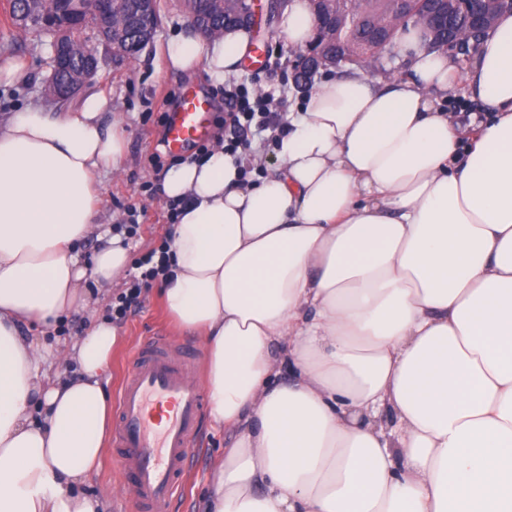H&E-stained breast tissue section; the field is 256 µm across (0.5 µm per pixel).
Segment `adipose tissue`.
Masks as SVG:
<instances>
[{
	"label": "adipose tissue",
	"instance_id": "ef3b65f1",
	"mask_svg": "<svg viewBox=\"0 0 512 512\" xmlns=\"http://www.w3.org/2000/svg\"><path fill=\"white\" fill-rule=\"evenodd\" d=\"M315 26L287 0L290 47ZM397 47L409 79L324 81L259 178L220 144L161 176L179 211L161 295L203 333L226 439L203 512H512V14L463 74L420 29ZM251 51L242 27L190 31L166 66L220 81ZM462 83L488 119L441 111ZM110 109L96 93L0 118V512H104L79 488L105 450L117 330L54 350L20 327L58 325L85 278L128 268L95 223L93 173L124 156Z\"/></svg>",
	"mask_w": 512,
	"mask_h": 512
}]
</instances>
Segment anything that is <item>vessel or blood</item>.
<instances>
[{"instance_id": "obj_1", "label": "vessel or blood", "mask_w": 512, "mask_h": 512, "mask_svg": "<svg viewBox=\"0 0 512 512\" xmlns=\"http://www.w3.org/2000/svg\"><path fill=\"white\" fill-rule=\"evenodd\" d=\"M210 99L182 89L169 110L166 141L178 153L210 134ZM198 368L194 350H173L159 332L132 352L116 392L112 443L122 483L135 512H168L196 459L198 424L206 401L191 376Z\"/></svg>"}]
</instances>
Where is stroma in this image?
<instances>
[{"mask_svg":"<svg viewBox=\"0 0 512 512\" xmlns=\"http://www.w3.org/2000/svg\"><path fill=\"white\" fill-rule=\"evenodd\" d=\"M191 25L185 0H160V22L151 44L134 59L118 58L96 38L93 29L82 33L83 40L94 48L100 58L97 73L87 82L81 95L67 101L75 109L85 95L104 93L112 102V110L124 120L127 139L120 171H100L95 175L100 192L97 223L113 225L125 217V206L136 207L140 228L131 239V256L139 258L170 231L167 220L168 204L161 193V169L152 167L148 157L157 140V120L164 110L163 101L172 92L192 86L205 92L214 103L213 119L224 117L223 91L226 88H247L250 93H271L277 110L289 113L305 92L291 80L289 60L292 47L278 36L276 25L259 24L251 36L265 47L263 63L245 66L242 72L226 76L223 82L211 81L203 71L175 72L164 61L166 44ZM50 35L34 33L18 36L11 16V0H0V58L26 57L32 75L24 84L0 87V115L28 103H40L49 109L59 104L45 93L52 56ZM166 330L180 347L195 349L199 357L207 351L197 333L180 327L165 309L157 288H149L142 296L140 308L118 324L119 343L112 352V367L108 374L109 390H116L122 375L125 356L140 342L158 330ZM200 450L198 459L184 479V493L174 498L169 512H198L212 476L213 463L224 454V434L212 426L210 414L200 419Z\"/></svg>","mask_w":512,"mask_h":512,"instance_id":"obj_1","label":"stroma"}]
</instances>
